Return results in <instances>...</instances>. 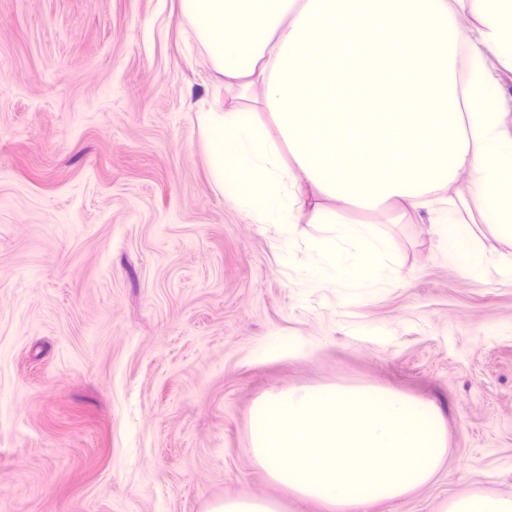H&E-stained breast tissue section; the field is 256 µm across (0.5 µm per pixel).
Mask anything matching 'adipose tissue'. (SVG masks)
I'll return each mask as SVG.
<instances>
[{
    "label": "adipose tissue",
    "instance_id": "ef3b65f1",
    "mask_svg": "<svg viewBox=\"0 0 512 512\" xmlns=\"http://www.w3.org/2000/svg\"><path fill=\"white\" fill-rule=\"evenodd\" d=\"M242 106L199 113L213 189L271 227L290 287L347 306L406 280L392 240L348 210L428 224L449 265L512 283L461 215L512 244V0H181Z\"/></svg>",
    "mask_w": 512,
    "mask_h": 512
}]
</instances>
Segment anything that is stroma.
<instances>
[{"label":"stroma","mask_w":512,"mask_h":512,"mask_svg":"<svg viewBox=\"0 0 512 512\" xmlns=\"http://www.w3.org/2000/svg\"><path fill=\"white\" fill-rule=\"evenodd\" d=\"M238 102L180 0H0V512H327L247 453L260 398L316 385L444 416L433 481L367 512L512 498V284L369 213L405 283L351 307L290 288L211 185L196 114ZM208 512H280L275 502L256 498L240 497L224 499L212 505Z\"/></svg>","instance_id":"stroma-1"}]
</instances>
